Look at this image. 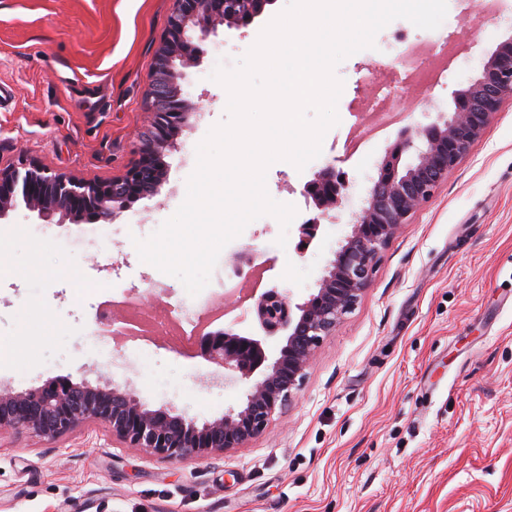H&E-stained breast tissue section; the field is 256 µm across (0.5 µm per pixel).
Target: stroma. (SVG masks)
<instances>
[{
	"instance_id": "35a3bbf8",
	"label": "stroma",
	"mask_w": 512,
	"mask_h": 512,
	"mask_svg": "<svg viewBox=\"0 0 512 512\" xmlns=\"http://www.w3.org/2000/svg\"><path fill=\"white\" fill-rule=\"evenodd\" d=\"M274 0L249 27L219 29L184 68L185 99L200 112L166 158L159 194L133 201L112 222L83 217L47 224L17 207L0 219L10 262L40 254L46 276L0 275V384L17 391L68 379L111 381L149 409L174 407L197 422L241 401L246 382H221V368L166 337L103 346L99 304L142 297L160 321L183 300L181 281L141 262L147 238L186 196L196 147L227 118L228 93L211 75L232 67L287 5ZM448 0L447 20L423 30L397 19L375 46L339 63V122L303 170L282 161L266 173L277 202L303 210L296 190L326 166L352 189L317 244L298 251V226L262 216L221 251L201 308L240 315L235 330L258 333L254 303L226 292L228 277L265 269L263 289L301 303L314 293L385 157L405 129L448 118L454 91L476 79L497 45L512 37V7L477 34ZM173 0H0V164L30 161L90 181L122 175L138 132L152 119L151 60ZM454 41L430 88L383 91L396 68L397 40ZM403 121L358 151H346L349 108L379 94ZM286 246H278L279 236ZM36 307L39 318L21 323ZM0 512H512V101L493 116L471 154L433 199L382 250L368 287L317 348L288 407L245 447L170 461L113 441L90 422L55 441L0 436Z\"/></svg>"
}]
</instances>
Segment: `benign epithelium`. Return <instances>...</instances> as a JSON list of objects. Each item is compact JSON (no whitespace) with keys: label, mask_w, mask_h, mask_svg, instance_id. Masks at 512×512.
I'll use <instances>...</instances> for the list:
<instances>
[{"label":"benign epithelium","mask_w":512,"mask_h":512,"mask_svg":"<svg viewBox=\"0 0 512 512\" xmlns=\"http://www.w3.org/2000/svg\"><path fill=\"white\" fill-rule=\"evenodd\" d=\"M273 0H174L165 35L151 61L148 96L153 119L139 133L135 161L106 182L53 172L35 162L0 167V219L18 204L48 224L73 223L86 214L112 221L131 201L160 193L167 180L165 157L179 149L178 139L199 107L182 97L181 68L196 58L197 43L219 27L240 29L263 14ZM512 100V38L498 45L468 87L454 93V110L443 123L405 133L379 167L378 178L359 210L350 215L351 233L335 252L317 291L303 303L276 288L261 295L255 314L261 331L288 332L279 356L250 386L246 401L212 421L197 424L169 409L151 410L131 391L107 381L92 386L65 380L15 392L0 387V432L59 439L88 423L103 424L126 448L178 460L224 454L263 435L278 411L301 385L316 349L333 335L342 316L368 286L376 259L401 225L430 201L448 172L483 135L505 100ZM416 150L414 162L399 168L402 153ZM347 178L326 167L301 191L313 215L299 225V239L310 244L328 212L349 197ZM200 356L248 379L266 361L262 341L231 329L207 331Z\"/></svg>","instance_id":"obj_1"}]
</instances>
